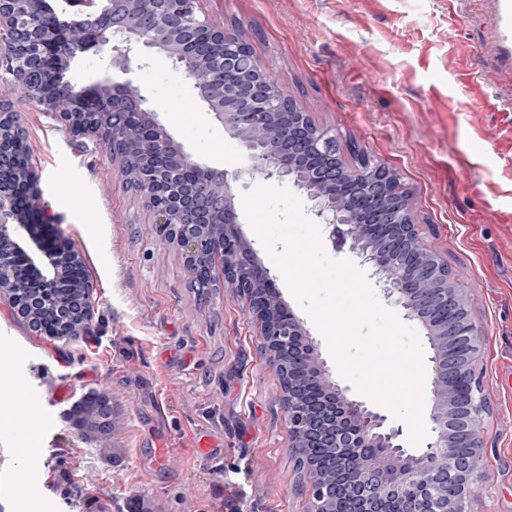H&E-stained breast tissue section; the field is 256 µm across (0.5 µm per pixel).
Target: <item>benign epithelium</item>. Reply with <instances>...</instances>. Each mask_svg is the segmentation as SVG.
Returning <instances> with one entry per match:
<instances>
[{
    "mask_svg": "<svg viewBox=\"0 0 512 512\" xmlns=\"http://www.w3.org/2000/svg\"><path fill=\"white\" fill-rule=\"evenodd\" d=\"M133 0H67L78 6L84 35L74 40L50 22L30 26L33 8L51 14L45 0H0V72L27 89L29 100L55 111L41 76L59 64L106 54L112 75L90 86L71 85L68 96L83 103L58 118L73 134L99 133L122 156L138 151L141 166L129 172L153 215L158 232L176 244L184 265L207 284L235 290L261 325L262 350L278 367L281 402L293 448L308 457L324 448L329 467L310 468L312 512H391L401 501L419 512H465L480 477L482 421L487 410L474 362L481 332L448 266L420 242L410 208H391L396 177L381 165L359 180L336 163V139L309 124L308 114L285 98L276 82L251 62L246 43L197 17L194 9L173 11L168 0H148L139 21ZM224 44L208 72L224 87V101L204 88L193 90L212 121L238 139L250 165L232 174L201 162L176 142L160 119L150 90L134 83L148 49L163 50L178 71L184 58L200 61L208 47L197 43L201 29ZM138 121L134 146L125 141L127 124ZM280 121V145L256 137ZM301 171L297 184L311 202L310 214L333 245L348 247L373 270L385 298L418 321L430 347L432 437L415 451L404 443L403 426L375 405L356 399L333 379L318 345L281 298L275 279L261 265L240 228L236 185L256 177L284 181ZM84 289L80 312L93 315V284L82 255L45 221L15 114L0 102V294L18 301L29 292L40 306L60 310L66 281ZM465 379L466 395L452 391Z\"/></svg>",
    "mask_w": 512,
    "mask_h": 512,
    "instance_id": "7a95c632",
    "label": "benign epithelium"
}]
</instances>
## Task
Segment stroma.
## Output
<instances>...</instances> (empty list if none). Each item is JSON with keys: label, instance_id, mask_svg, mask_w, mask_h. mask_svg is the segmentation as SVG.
<instances>
[{"label": "stroma", "instance_id": "1", "mask_svg": "<svg viewBox=\"0 0 512 512\" xmlns=\"http://www.w3.org/2000/svg\"><path fill=\"white\" fill-rule=\"evenodd\" d=\"M197 13L251 44L258 66L345 159L362 150L394 172L423 245L445 262L481 331L487 402L482 478L467 512H512V112L481 82L493 60L480 0H198ZM150 87L175 140L209 165L247 167L184 74L148 52ZM30 148L47 217L83 255L94 285L87 334L34 335L0 294V512H310L280 379L261 328L232 289L201 298L143 197L91 135L67 131L19 87L0 84ZM103 390L118 410L100 452L50 404ZM222 434L219 461L196 432ZM168 441L172 453L157 464Z\"/></svg>", "mask_w": 512, "mask_h": 512}]
</instances>
